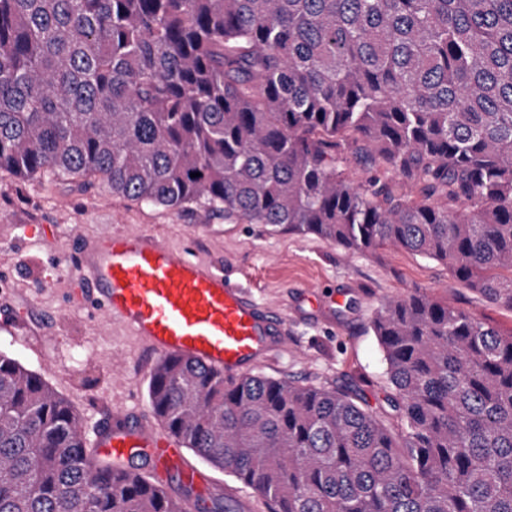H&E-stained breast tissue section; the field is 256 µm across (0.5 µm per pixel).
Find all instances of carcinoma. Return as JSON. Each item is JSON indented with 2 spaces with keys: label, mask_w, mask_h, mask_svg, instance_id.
I'll return each instance as SVG.
<instances>
[{
  "label": "carcinoma",
  "mask_w": 512,
  "mask_h": 512,
  "mask_svg": "<svg viewBox=\"0 0 512 512\" xmlns=\"http://www.w3.org/2000/svg\"><path fill=\"white\" fill-rule=\"evenodd\" d=\"M0 170L403 249L512 308V0H0ZM371 329L401 444L353 390L172 358L149 400L271 512H512V334L420 293ZM0 512L201 507L97 465L0 351Z\"/></svg>",
  "instance_id": "1"
}]
</instances>
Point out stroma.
<instances>
[{"label":"stroma","mask_w":512,"mask_h":512,"mask_svg":"<svg viewBox=\"0 0 512 512\" xmlns=\"http://www.w3.org/2000/svg\"><path fill=\"white\" fill-rule=\"evenodd\" d=\"M144 225L170 244H191L198 257L248 286L259 303L287 313V351L253 366V373L361 389L369 409L382 417L389 410V382L370 321L385 300L421 292L512 333L511 308L463 287L442 263L401 249L350 253L313 236L228 223L194 203L151 205L114 194L99 181L74 187L48 173L19 179L0 171V268L10 271L13 287L12 294L0 295V309L10 304L20 310L31 340L49 328L65 339L37 353L0 333V351L65 397L90 440L108 408H138L148 423L155 417L137 345L119 325L85 319L72 304L63 284L67 258L77 239ZM336 290L343 301L334 300ZM186 458L223 485L227 512H238L243 501L252 512H270L251 487L194 453Z\"/></svg>","instance_id":"obj_1"}]
</instances>
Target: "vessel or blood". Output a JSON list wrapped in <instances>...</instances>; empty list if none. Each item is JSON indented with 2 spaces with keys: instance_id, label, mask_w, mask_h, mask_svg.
<instances>
[{
  "instance_id": "obj_1",
  "label": "vessel or blood",
  "mask_w": 512,
  "mask_h": 512,
  "mask_svg": "<svg viewBox=\"0 0 512 512\" xmlns=\"http://www.w3.org/2000/svg\"><path fill=\"white\" fill-rule=\"evenodd\" d=\"M69 282L79 307L119 323L155 359L182 358L232 377L288 343L287 316L148 228L79 241ZM96 445L105 459L146 455L155 481L175 472L190 486L209 483L176 435L158 433L137 412L113 410Z\"/></svg>"
}]
</instances>
